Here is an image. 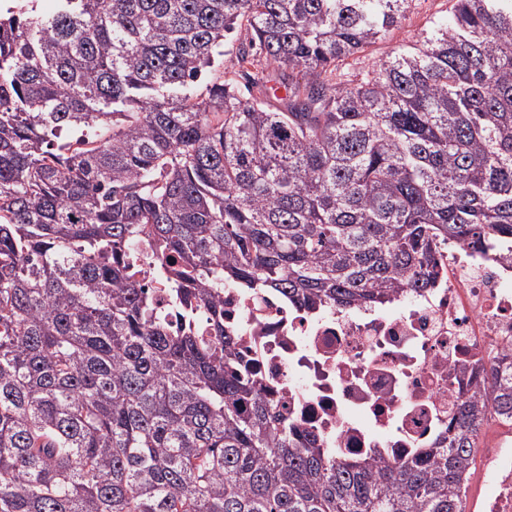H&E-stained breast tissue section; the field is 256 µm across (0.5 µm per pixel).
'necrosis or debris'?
Listing matches in <instances>:
<instances>
[{"mask_svg": "<svg viewBox=\"0 0 512 512\" xmlns=\"http://www.w3.org/2000/svg\"><path fill=\"white\" fill-rule=\"evenodd\" d=\"M433 288L309 310L273 289L225 286L224 333L285 420L337 457L411 458L446 444L459 395L512 356V238L438 245ZM468 512H512V431L483 448Z\"/></svg>", "mask_w": 512, "mask_h": 512, "instance_id": "obj_1", "label": "necrosis or debris"}]
</instances>
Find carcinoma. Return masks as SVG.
I'll list each match as a JSON object with an SVG mask.
<instances>
[{"label":"carcinoma","instance_id":"obj_1","mask_svg":"<svg viewBox=\"0 0 512 512\" xmlns=\"http://www.w3.org/2000/svg\"><path fill=\"white\" fill-rule=\"evenodd\" d=\"M54 2L0 13V512H466L512 362L447 446L337 460L237 367L219 289L383 303L434 284L438 241L512 237V0L357 72L408 0ZM243 21L261 97L197 92ZM142 247L211 342L153 316Z\"/></svg>","mask_w":512,"mask_h":512}]
</instances>
